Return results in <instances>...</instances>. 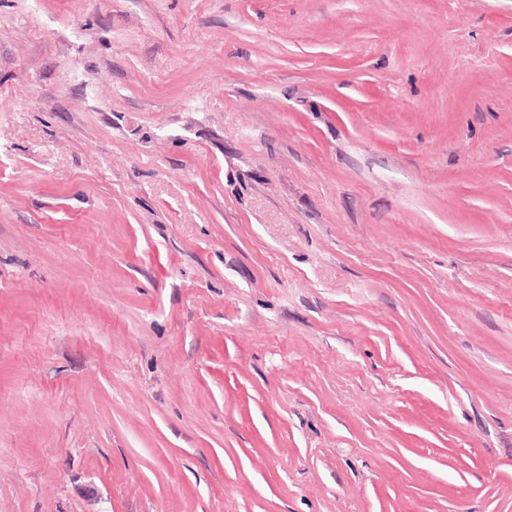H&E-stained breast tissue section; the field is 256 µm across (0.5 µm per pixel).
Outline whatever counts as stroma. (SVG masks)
<instances>
[{"mask_svg": "<svg viewBox=\"0 0 512 512\" xmlns=\"http://www.w3.org/2000/svg\"><path fill=\"white\" fill-rule=\"evenodd\" d=\"M0 512H512V0H0Z\"/></svg>", "mask_w": 512, "mask_h": 512, "instance_id": "obj_1", "label": "stroma"}]
</instances>
